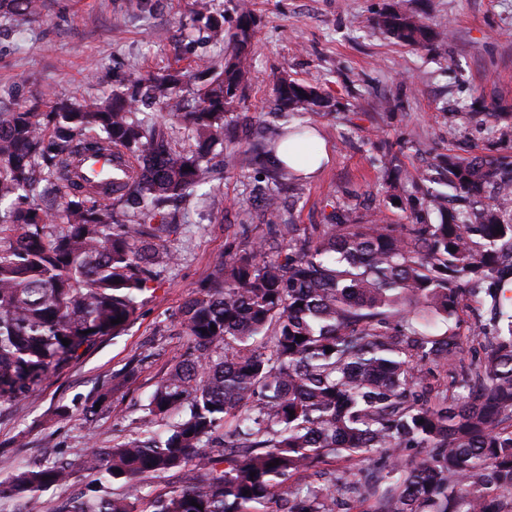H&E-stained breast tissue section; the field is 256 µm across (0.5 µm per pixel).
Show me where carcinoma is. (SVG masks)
<instances>
[{
    "label": "carcinoma",
    "mask_w": 512,
    "mask_h": 512,
    "mask_svg": "<svg viewBox=\"0 0 512 512\" xmlns=\"http://www.w3.org/2000/svg\"><path fill=\"white\" fill-rule=\"evenodd\" d=\"M36 7L0 0V12L15 15ZM237 10L229 30L210 14L192 18L224 51L196 76L158 72L109 99L47 112L0 107V404L27 396L97 338L120 335L155 269L176 261L167 243L179 225L167 216L212 177L207 155L224 143L250 80L255 19L241 0ZM374 24L422 51L446 39L418 13L384 12ZM275 93L276 113L330 108L316 80L284 75ZM146 103L190 131L195 148L173 151L170 127L141 111ZM312 130L307 121L291 125L270 151ZM88 155L112 159L119 181L84 175ZM300 179L285 164L274 172L271 214L280 190ZM422 180L431 186L416 200L405 197L399 175L387 189L398 208L411 209L408 224L333 214L302 238L297 225H277L287 248L272 255L261 239L218 257L217 285L182 307L185 358L158 382L137 434L88 448L77 463L17 470L0 480V498L23 499L35 512L38 492L67 486L82 470L97 475L96 486L54 512H261L296 474L329 459H373L375 474L333 471L289 491L276 512H336L349 492L369 512H512V300L503 275L512 256V162L446 155L438 177ZM35 195L59 203L63 223L53 207L32 205ZM450 195L466 208L447 206ZM423 209L438 221L422 222ZM467 308L478 323L470 340L484 356L459 366ZM439 322L448 323L443 335ZM434 367L452 368L439 389L429 381ZM405 448L423 458L405 463ZM171 471L182 473V489L139 494L135 479ZM119 481L125 493L105 491Z\"/></svg>",
    "instance_id": "obj_1"
}]
</instances>
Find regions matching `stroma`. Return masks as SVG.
Returning a JSON list of instances; mask_svg holds the SVG:
<instances>
[{
    "label": "stroma",
    "instance_id": "35a3bbf8",
    "mask_svg": "<svg viewBox=\"0 0 512 512\" xmlns=\"http://www.w3.org/2000/svg\"><path fill=\"white\" fill-rule=\"evenodd\" d=\"M37 14L0 13V106L111 94L153 72L195 71L222 49L186 37L190 12L236 21V0H40ZM257 17L252 79L234 116L243 146L267 149L279 124L274 79L319 80L332 103L314 127L329 159L282 191L280 221L310 228L351 207L401 224L389 204L383 164L410 174L441 154L511 157L512 142L493 138L476 102L512 116V0H248ZM389 9L425 13L446 29L438 54L396 43L374 18ZM213 180L179 219L169 245L175 264L157 270L136 320L104 336L27 398L0 405V479L48 457L79 460L134 435L157 382L184 353L181 309L216 282L214 260L270 237L260 172L242 174L224 152L211 159Z\"/></svg>",
    "mask_w": 512,
    "mask_h": 512
}]
</instances>
